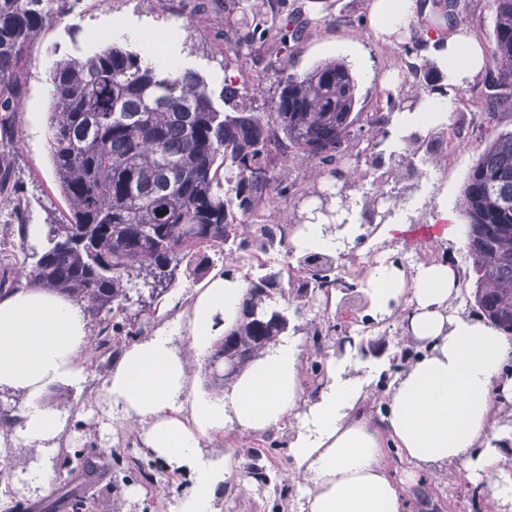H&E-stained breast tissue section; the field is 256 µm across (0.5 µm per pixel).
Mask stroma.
Returning a JSON list of instances; mask_svg holds the SVG:
<instances>
[{"mask_svg": "<svg viewBox=\"0 0 512 512\" xmlns=\"http://www.w3.org/2000/svg\"><path fill=\"white\" fill-rule=\"evenodd\" d=\"M287 13L301 8L310 24L296 42L283 51L271 46L270 38L255 41L251 48L234 50L236 31H247L250 14L244 13L239 0H59L58 19L46 25L33 40L27 61V94L18 115V148L12 154L18 186L27 200V221L31 224H60L68 211L61 195L50 154L49 117L52 111L50 74L64 59H83L102 47L98 33L126 29L114 43L126 50L142 53V36L160 38L163 49L174 53L180 69H190L208 82L213 95L224 85L242 94L254 111H270L280 80L290 73H301L328 59L344 60L358 84V108L361 119L354 128L358 138L377 133L370 120L379 111L386 93L411 100L428 84H440L442 72H434L431 81L408 76L409 59L402 47L376 38L366 21L369 0H267ZM487 77L457 89L456 107L448 123L460 127L463 144L441 152L428 149L427 165L412 169L402 154L385 158V167L400 171L404 201L397 215L404 222L402 232L381 241L367 238L364 245L341 258L346 279L360 287L349 294L357 322L347 329L358 349V375L378 374L381 387H388L396 375L394 357L407 344L395 322L387 320L364 326L360 317L371 314L365 282L370 262L368 250H375L382 261L414 270L429 256H448L462 290L452 305L454 312L466 311L464 294L470 289L472 261L467 241L450 234L449 227L463 223L459 209L463 185L486 141L502 131L512 130V101L485 110L489 93ZM371 162L363 158L338 168L316 159L289 162L276 175L288 186L286 197L276 200L267 213L271 224H292L296 208H308L322 181L340 184L360 182L371 172ZM230 273L240 277L236 253H225L222 261L211 266L207 275L189 277L178 272L175 288L158 305L145 334L187 313L198 293L214 276ZM179 306H172V299ZM292 325L301 336H309L314 327L340 323L338 305L323 308L304 299L288 305ZM123 346L93 347L81 360L82 380L75 386L49 391V402L60 412L56 436L47 440L51 449L50 467L55 474L49 494L0 481V512H176L190 480L187 475L169 469L145 448L138 432L127 429L122 414L107 410L99 393ZM292 423H285L258 435H247L235 424H226L223 432L204 440L203 447L214 454L233 453L238 468L217 491V512H300L295 486L289 477L292 460L288 443ZM260 449L257 460L269 476L271 491L251 483L248 492L240 484L249 480L247 449ZM389 474L409 502V512H454L449 490L470 495L474 484L463 468H455L448 479L434 481L417 477L407 481L412 464L392 444L383 448Z\"/></svg>", "mask_w": 512, "mask_h": 512, "instance_id": "35a3bbf8", "label": "stroma"}]
</instances>
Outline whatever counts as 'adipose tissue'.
I'll list each match as a JSON object with an SVG mask.
<instances>
[{
    "instance_id": "ef3b65f1",
    "label": "adipose tissue",
    "mask_w": 512,
    "mask_h": 512,
    "mask_svg": "<svg viewBox=\"0 0 512 512\" xmlns=\"http://www.w3.org/2000/svg\"><path fill=\"white\" fill-rule=\"evenodd\" d=\"M419 9L418 0H371L369 26L389 43H402ZM426 41L424 53L441 64L445 79L441 89L422 93L416 109L396 114L402 136L440 127L453 108L451 88L474 82L484 69V51L464 23ZM366 285L372 310L395 314L407 341L423 349L397 378L374 424L358 413L376 398L367 378L351 374L352 352L333 358L317 398H306V346L298 336L272 344L229 392L190 393V363L175 350L173 336L188 327L192 350L206 354L216 325L228 328L238 318L245 285L237 278H213L195 298L189 323L173 321L122 353L102 396L139 432L153 457L188 474L191 485L179 512H216L217 489L236 466L229 454L206 457V438L230 421L254 435L292 416L299 419L288 447L300 512H406L382 460L386 438L417 470L440 480L462 467L484 480L489 499L512 506V481L495 479L504 470L498 421L512 405V378L505 373L512 336L451 314L459 282L450 264L433 262L410 274L378 263ZM90 342L83 310L60 294L24 287L0 298V389L24 400L11 440L36 444L55 436L58 414L46 394L80 382L79 359Z\"/></svg>"
}]
</instances>
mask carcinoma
Wrapping results in <instances>:
<instances>
[{
    "label": "carcinoma",
    "mask_w": 512,
    "mask_h": 512,
    "mask_svg": "<svg viewBox=\"0 0 512 512\" xmlns=\"http://www.w3.org/2000/svg\"><path fill=\"white\" fill-rule=\"evenodd\" d=\"M55 0H0V197L23 216L10 160L15 151L17 117L27 93L26 60L35 35L53 21ZM432 11L449 20L458 0H431ZM270 29L279 43L299 40L305 30L300 13L271 15ZM494 72L487 109L512 98V0H492ZM54 110L49 129L51 160L69 206L65 224L41 232L40 246L25 255V281L9 263L0 269V295L22 286L56 292L80 305L105 338L129 341L143 328L124 330L128 293L139 285L171 287L170 266L185 265L195 275L211 251L224 259V246L244 252L239 269L248 291L241 307L265 305L251 292L267 281L286 298L284 269L253 264L248 249L265 250L281 227L267 223L266 210L286 188L271 173L277 164L317 158L333 162L352 141L357 83L342 60L329 59L280 81L273 111L255 112L224 86V110L214 106L208 87L196 73L157 69L136 53L107 45L85 59L59 61L51 74ZM359 216L378 212L380 202L397 198L389 179L357 186ZM344 206H329L330 194L311 214H340L355 219V203L341 187ZM461 213L468 226L467 249L476 270V287L484 289L498 328L512 335V130L488 141L470 169L462 190ZM255 227L253 242L238 240L241 225ZM299 260L298 282H337L334 260L309 264ZM250 350L239 360L245 369L260 353L262 341L282 336L252 320L238 319L231 329Z\"/></svg>",
    "instance_id": "1"
}]
</instances>
